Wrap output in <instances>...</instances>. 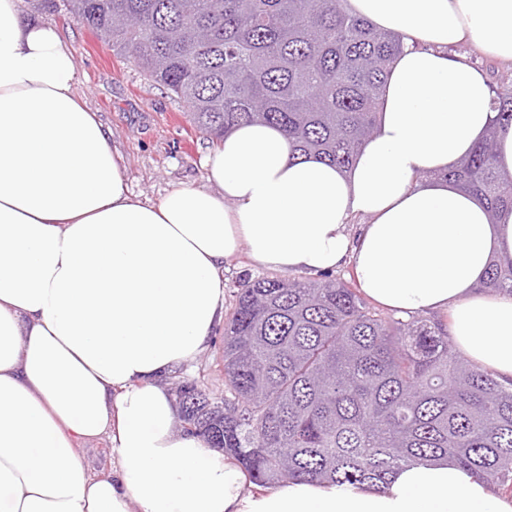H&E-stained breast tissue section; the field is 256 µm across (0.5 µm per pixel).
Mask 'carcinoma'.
<instances>
[{
    "label": "carcinoma",
    "mask_w": 512,
    "mask_h": 512,
    "mask_svg": "<svg viewBox=\"0 0 512 512\" xmlns=\"http://www.w3.org/2000/svg\"><path fill=\"white\" fill-rule=\"evenodd\" d=\"M345 0H39L131 55L219 140L270 124L305 156L347 168L376 126L400 38ZM512 122V94L493 100ZM490 127L448 178L490 215L512 207ZM484 287L512 292V263ZM224 399L176 386L183 428L232 455L253 482L379 486L448 459L512 491V382L474 367L445 324L386 315L330 273L239 281L224 326Z\"/></svg>",
    "instance_id": "1"
}]
</instances>
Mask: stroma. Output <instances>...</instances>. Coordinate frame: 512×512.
<instances>
[{
	"label": "stroma",
	"instance_id": "1",
	"mask_svg": "<svg viewBox=\"0 0 512 512\" xmlns=\"http://www.w3.org/2000/svg\"><path fill=\"white\" fill-rule=\"evenodd\" d=\"M23 13L42 16L72 48L78 69L77 92L96 113L124 158L125 179L140 200L159 202L182 185L207 186L205 156L215 140L192 126L188 107L150 82L132 58L113 52L87 27L66 13H41L35 0H21ZM223 330L189 370L165 379L167 387L190 379L213 397L224 395Z\"/></svg>",
	"mask_w": 512,
	"mask_h": 512
}]
</instances>
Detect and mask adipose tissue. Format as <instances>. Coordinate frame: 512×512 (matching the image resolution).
Returning a JSON list of instances; mask_svg holds the SVG:
<instances>
[{"label": "adipose tissue", "instance_id": "adipose-tissue-1", "mask_svg": "<svg viewBox=\"0 0 512 512\" xmlns=\"http://www.w3.org/2000/svg\"><path fill=\"white\" fill-rule=\"evenodd\" d=\"M0 0V512H512V494L439 460L381 489L295 480L251 488L231 456L178 429L162 380L224 321V263L331 272L397 313L447 311L448 338L512 380V294L486 292L512 261V209L446 174L490 126L512 177V123L486 73L448 48L512 63V0H346L397 35L379 119L352 166L297 159L265 124L205 158L209 187L134 197L123 158L75 92L55 26ZM108 438L112 469L80 450Z\"/></svg>", "mask_w": 512, "mask_h": 512}]
</instances>
